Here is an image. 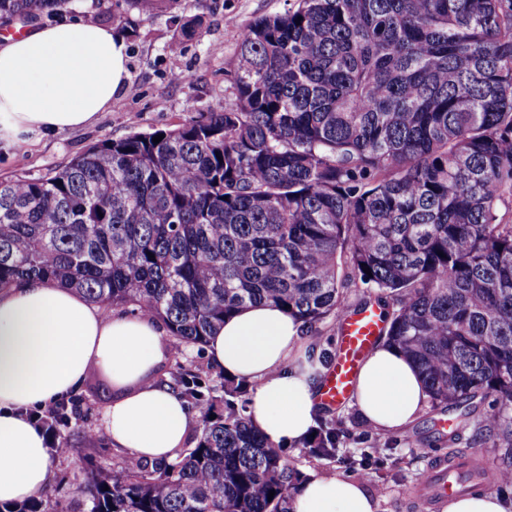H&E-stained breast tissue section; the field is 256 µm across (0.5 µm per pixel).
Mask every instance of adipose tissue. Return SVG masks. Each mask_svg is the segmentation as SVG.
<instances>
[{"instance_id": "adipose-tissue-1", "label": "adipose tissue", "mask_w": 512, "mask_h": 512, "mask_svg": "<svg viewBox=\"0 0 512 512\" xmlns=\"http://www.w3.org/2000/svg\"><path fill=\"white\" fill-rule=\"evenodd\" d=\"M128 78L126 45L108 27L63 23L0 39V141L92 123ZM165 328L148 317L105 313L74 290L30 279L0 291V505L45 488L57 461L26 411L76 395L90 367L109 373L117 396L104 429L115 448L171 460L193 421L177 391L157 379L168 357ZM307 338L285 311L255 305L227 317L207 355L251 387L245 414L276 445L297 446L317 424V381L297 363ZM428 402L418 369L387 341L365 356L350 404L370 427L397 432ZM293 512H377L364 485L308 475Z\"/></svg>"}]
</instances>
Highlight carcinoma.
<instances>
[{
	"mask_svg": "<svg viewBox=\"0 0 512 512\" xmlns=\"http://www.w3.org/2000/svg\"><path fill=\"white\" fill-rule=\"evenodd\" d=\"M68 2L0 0V20ZM237 58L233 105L0 182V290L44 279L163 321L200 409L171 461L88 441L83 512H289L304 473L250 426L248 384L181 356L257 303L310 332L351 311V281L398 298L384 335L459 412L448 440L489 399L512 426V0H297ZM315 432L305 454L336 459V426ZM489 438L512 485V429ZM10 512L52 508L42 490Z\"/></svg>",
	"mask_w": 512,
	"mask_h": 512,
	"instance_id": "carcinoma-1",
	"label": "carcinoma"
}]
</instances>
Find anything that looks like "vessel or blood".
<instances>
[{"label":"vessel or blood","mask_w":512,"mask_h":512,"mask_svg":"<svg viewBox=\"0 0 512 512\" xmlns=\"http://www.w3.org/2000/svg\"><path fill=\"white\" fill-rule=\"evenodd\" d=\"M380 327L381 317L375 307L342 319L338 355L323 379L319 394L322 404L332 407L350 398L360 364L371 349ZM457 491L458 471L449 465L446 457L440 456L415 493L424 500L430 497L444 499Z\"/></svg>","instance_id":"vessel-or-blood-1"}]
</instances>
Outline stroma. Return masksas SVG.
I'll return each instance as SVG.
<instances>
[{
	"label": "stroma",
	"mask_w": 512,
	"mask_h": 512,
	"mask_svg": "<svg viewBox=\"0 0 512 512\" xmlns=\"http://www.w3.org/2000/svg\"><path fill=\"white\" fill-rule=\"evenodd\" d=\"M295 5V0H171L168 10L150 16L132 8L128 0H72L68 7L44 15L40 25L52 26L98 12L101 22L125 36L128 84L112 109L91 125L46 136L35 133L18 146L0 143V181L39 178L102 141L173 128L232 104L242 27L255 17L279 14ZM191 18L202 20L200 34L185 39L181 53L170 54L168 46L177 38L182 20ZM323 417L335 423L344 439L336 460H315L294 447L288 448V456L303 472L350 478L354 471L349 457L381 449V456L368 466L379 512H442V503L426 507L414 495L432 458L452 448L466 456L477 451L491 467L500 454L475 426L467 427L455 441L440 438L442 416L430 408L395 435L366 426L346 403L325 411ZM90 469L83 449L60 459L48 484L55 512H69Z\"/></svg>",
	"instance_id": "obj_1"
}]
</instances>
